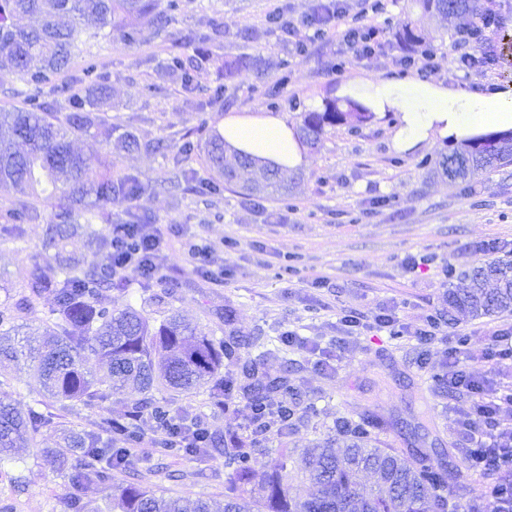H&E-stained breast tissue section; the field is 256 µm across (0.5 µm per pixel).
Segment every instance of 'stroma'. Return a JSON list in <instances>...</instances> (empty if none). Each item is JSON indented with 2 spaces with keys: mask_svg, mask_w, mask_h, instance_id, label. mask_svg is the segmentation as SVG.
<instances>
[{
  "mask_svg": "<svg viewBox=\"0 0 512 512\" xmlns=\"http://www.w3.org/2000/svg\"><path fill=\"white\" fill-rule=\"evenodd\" d=\"M380 26L409 19L426 33L435 55L434 70H402L401 52L385 35L379 53L350 56L336 35H328L297 55L271 31L266 17L282 8L294 20L316 12L321 0H180L160 34L145 31L142 42L126 45L118 36L99 35L72 56L58 77L51 98L56 112L69 111V88L95 59L109 77L108 102L99 112L109 123L133 130L140 150H90L88 140L74 136L75 149L89 152L93 170L111 166L113 173L152 185L153 194L133 210L113 207L96 217L100 229L113 224H150L163 236L159 264L173 289V307L183 310L206 333L234 332L247 339L242 359L271 374L287 373L299 408L315 407L316 415L288 431L272 433L255 453L256 476L278 451L300 457L308 449L341 434L339 421L377 420L371 444L409 451L423 448L435 467L444 469L453 491L449 502L480 503V489L465 468L467 443L458 421L471 406L469 394L441 393L433 377L448 368V345L468 337L461 367L483 384L512 382V371L494 373L483 362L487 338L495 329L512 330V314L474 317L449 313V269L474 266L470 245L491 243L488 259L512 260V165L488 171L469 185L448 183L417 169L421 159L440 160L444 144L419 150H394L391 140L400 125L397 115L365 124L359 134L347 125L328 128L290 203L276 196L246 195L224 186L210 191L213 173L199 154L177 158L183 135L200 123L216 126L225 116L242 115L268 104L275 90L281 111L299 122L322 91L357 78L403 77L477 88L512 83V0H478L480 13L498 23L487 29L484 51L490 55L488 77H469L453 61L459 51L455 36L463 20L443 30L424 13L418 0H384ZM219 28L215 61L197 70L188 33ZM182 53L194 82L169 70L170 53ZM261 55L264 75L241 68L225 77L222 56ZM349 56L343 70L338 57ZM288 69H281V61ZM224 88L223 106L211 103L216 86ZM47 225H26L22 239L0 237V301L19 296L35 261ZM211 249L207 271L194 270L189 248ZM227 269L232 278L220 283L211 272ZM392 311L400 324L417 327L437 317L441 331L421 342L375 328L374 317ZM360 317L364 329L342 326L343 312ZM298 336L288 344V335ZM139 397L136 391L114 397L108 409L76 413L55 411L52 426L43 428L29 448L19 449L17 465L0 473V504L13 512H70L71 498L104 507L107 492L89 485L74 487L52 474L37 458V448L57 447L62 432L91 431L103 414L123 417ZM133 451L150 459L140 480L168 495L214 501L224 499V465L217 456L165 455L151 441Z\"/></svg>",
  "mask_w": 512,
  "mask_h": 512,
  "instance_id": "obj_1",
  "label": "stroma"
}]
</instances>
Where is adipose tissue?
Listing matches in <instances>:
<instances>
[{
    "mask_svg": "<svg viewBox=\"0 0 512 512\" xmlns=\"http://www.w3.org/2000/svg\"><path fill=\"white\" fill-rule=\"evenodd\" d=\"M334 95L358 102L378 119L399 114L401 125L392 143L400 151L512 129L511 83L494 91H473L413 78L359 79L340 85ZM217 130L232 151L251 154L262 163L295 170L306 162V149L287 116L263 110L229 115Z\"/></svg>",
    "mask_w": 512,
    "mask_h": 512,
    "instance_id": "1",
    "label": "adipose tissue"
}]
</instances>
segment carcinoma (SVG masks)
Listing matches in <instances>:
<instances>
[{"mask_svg":"<svg viewBox=\"0 0 512 512\" xmlns=\"http://www.w3.org/2000/svg\"><path fill=\"white\" fill-rule=\"evenodd\" d=\"M424 11L448 22L478 11L476 0H418ZM178 0H0V70L18 73L34 88L21 108L0 110V188L23 196L9 212L10 223L0 234L23 237L22 225L40 219L33 201L47 194L59 200L49 219L43 251L53 253L55 265L34 264L27 291L0 305V363L31 359L41 390L25 412L0 402V464L11 462L12 449L33 439L53 424L47 408L62 411L101 408L112 396L131 385L143 394L121 419L105 417L94 431L69 432L56 449L45 448L56 470L73 485L98 483L112 489V512H215L209 501L198 499L187 507L182 499L159 495L140 483H116L112 475L137 465L128 447L142 436L144 425L166 433L160 452L175 455H210L224 458L228 482L221 512H447L448 482L427 454L410 458L396 448H369L365 424L350 426L353 440L342 448L327 442L292 459L278 453L267 463L261 485L252 486L253 453L266 439L267 428L296 415L288 404L293 392L288 373L272 377L250 362L239 364L224 380L218 373L224 360L239 358L241 341L197 331L179 311L167 308L153 320L131 302L106 303L105 288H119L112 266L99 267L68 249L71 240L85 236L100 249L116 254L134 250L129 232H99L92 216L108 206L139 200L150 187L112 171L90 170L83 154L71 146L78 133L102 144L130 151L140 146L127 130L112 141L103 117L94 112L109 97L108 77L95 62L84 68L81 85L71 91V111H49L46 96L55 92L52 80L79 50L81 37L96 38L107 29L120 33L127 44L143 39V26H153L178 10ZM403 49L413 52L427 35L407 21L395 32ZM258 56L224 60V75L242 67L260 68ZM373 114L347 102L342 108L327 99L320 111L301 113L300 139L318 145L326 128L348 123L355 130ZM206 163L222 183L239 184L250 193L271 190L282 199L301 175L279 167L261 165L246 154L226 162L224 137L212 131L205 138ZM512 164V130L488 132L466 144H448L439 167L452 183H468L479 173ZM448 306L475 316L512 311V260L494 259L461 273L459 286L448 291ZM33 317L46 326L39 347L27 337H17L15 321ZM93 355L106 363L107 374L95 377L82 361ZM209 388V399L224 411V388L249 392L264 402L266 410L249 426L248 437L211 429L203 415L190 416L172 409L171 401L154 392L190 393ZM305 480L311 493L302 499L294 483Z\"/></svg>","mask_w":512,"mask_h":512,"instance_id":"cac0c4a2","label":"carcinoma"}]
</instances>
